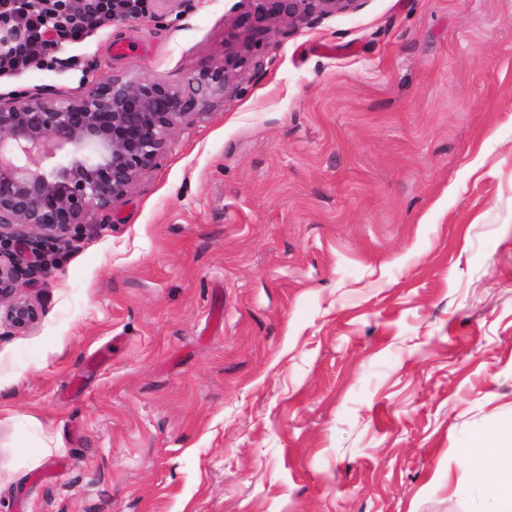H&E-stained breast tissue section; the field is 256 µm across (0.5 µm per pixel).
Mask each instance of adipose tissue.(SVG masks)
<instances>
[{
	"mask_svg": "<svg viewBox=\"0 0 512 512\" xmlns=\"http://www.w3.org/2000/svg\"><path fill=\"white\" fill-rule=\"evenodd\" d=\"M474 484L486 487L512 512V424L494 430L479 447L461 451Z\"/></svg>",
	"mask_w": 512,
	"mask_h": 512,
	"instance_id": "1",
	"label": "adipose tissue"
}]
</instances>
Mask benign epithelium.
Returning <instances> with one entry per match:
<instances>
[{
  "mask_svg": "<svg viewBox=\"0 0 512 512\" xmlns=\"http://www.w3.org/2000/svg\"><path fill=\"white\" fill-rule=\"evenodd\" d=\"M249 2V35H231L224 65L192 70L179 85L111 74L78 95L31 92L0 102V323L23 333L39 321L41 309L22 289L45 276L44 247L70 245L95 213L124 198L174 129L231 91L254 42L278 23L312 25L360 0Z\"/></svg>",
  "mask_w": 512,
  "mask_h": 512,
  "instance_id": "obj_1",
  "label": "benign epithelium"
}]
</instances>
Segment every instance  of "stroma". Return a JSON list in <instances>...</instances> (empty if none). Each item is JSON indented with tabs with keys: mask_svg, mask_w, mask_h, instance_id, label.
Masks as SVG:
<instances>
[{
	"mask_svg": "<svg viewBox=\"0 0 512 512\" xmlns=\"http://www.w3.org/2000/svg\"><path fill=\"white\" fill-rule=\"evenodd\" d=\"M246 9L148 0L0 99L180 83ZM236 83L0 326V512H498L460 451L512 420V0L281 23Z\"/></svg>",
	"mask_w": 512,
	"mask_h": 512,
	"instance_id": "obj_1",
	"label": "stroma"
}]
</instances>
